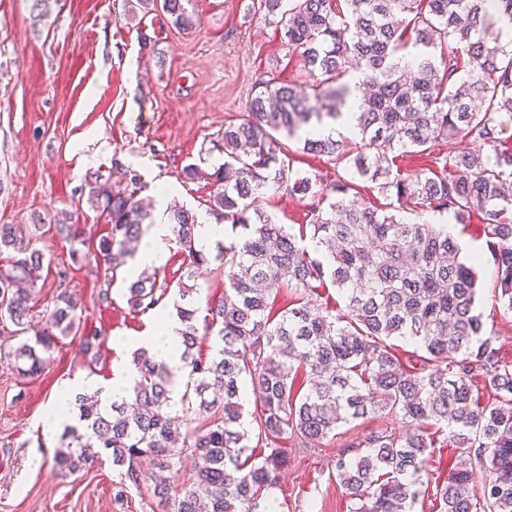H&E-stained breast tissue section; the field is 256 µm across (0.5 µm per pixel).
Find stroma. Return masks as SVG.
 Segmentation results:
<instances>
[{
	"mask_svg": "<svg viewBox=\"0 0 512 512\" xmlns=\"http://www.w3.org/2000/svg\"><path fill=\"white\" fill-rule=\"evenodd\" d=\"M252 0H194L190 31L163 27L136 0H0V224L30 229L37 219L71 214L87 241L105 233L87 203L92 174L111 176L120 160L141 176L140 197L174 187L181 204L205 214L214 187L184 181L225 124L238 121L258 82L301 81L300 52L281 37L278 19L253 13ZM481 259L478 311L486 333L512 359V312L498 300L496 265L479 221L456 227ZM45 253L66 262V286L78 302L81 334L103 338L90 364L79 336L60 341L51 362L27 379L0 360V512H165L145 489L114 498L111 462L61 476L52 454H39V428L64 384L107 381L115 361L130 358L127 339L154 330L158 312L131 313L130 266L106 274L91 251L69 254L54 237ZM356 420L312 448L282 442L290 462L269 494L278 512H353L355 502L336 477L342 444L378 427ZM445 443L433 450L414 512H440L436 486L448 476Z\"/></svg>",
	"mask_w": 512,
	"mask_h": 512,
	"instance_id": "35a3bbf8",
	"label": "stroma"
}]
</instances>
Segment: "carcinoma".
I'll use <instances>...</instances> for the list:
<instances>
[{"label":"carcinoma","instance_id":"carcinoma-1","mask_svg":"<svg viewBox=\"0 0 512 512\" xmlns=\"http://www.w3.org/2000/svg\"><path fill=\"white\" fill-rule=\"evenodd\" d=\"M138 5L174 28L194 25L193 0ZM259 10L281 15L285 43L305 59V79L259 82L245 118L212 140L222 163L210 174L217 189L209 214L242 232L204 252L196 246L197 213L170 210L182 274L173 285L143 271L127 287L130 310L141 314L177 288L186 389L175 401L163 362L133 351L136 377L124 395L108 405L98 391L68 402L71 421L58 436L54 466L67 475L107 457L123 469L120 497L127 483L144 482L137 463L146 457L160 471L150 477L152 495L174 501V512H274L267 493L288 467L281 440L311 446L341 424L391 414L405 420L404 435L372 431L336 463L340 484L358 501L354 512H410L439 435L461 450L436 486L441 512H512V362L476 313V263L460 257L444 225L399 216L407 205L419 217L451 213L459 224L477 217L496 264L498 300L512 312V139L502 120H512V49L490 32L492 15L512 21V0H259ZM353 88L362 91L358 135L311 137V129L344 117ZM281 135L345 174L327 181L318 170L293 169ZM435 146L417 173L389 156ZM123 175V188L91 177L88 196L109 226L95 254L114 274L153 224L151 204L137 198L139 174ZM368 182L385 202L361 192ZM284 194L307 201L310 237L266 209ZM47 234L69 243L73 257L84 244L81 226L64 219L35 224L26 238L0 224V253L10 252L0 265V319L21 338L3 355L23 377L39 374L80 327L77 301L64 287L67 268H52L37 247ZM214 263L224 293L207 300L200 318L194 294ZM52 269V309L35 322ZM329 284L345 307L310 303ZM285 288L296 293L294 303L274 318ZM396 338L421 353L402 359L390 343ZM246 382L255 396L252 431L244 427ZM250 448L268 453L258 463L241 460ZM186 457L195 468L181 488Z\"/></svg>","mask_w":512,"mask_h":512}]
</instances>
